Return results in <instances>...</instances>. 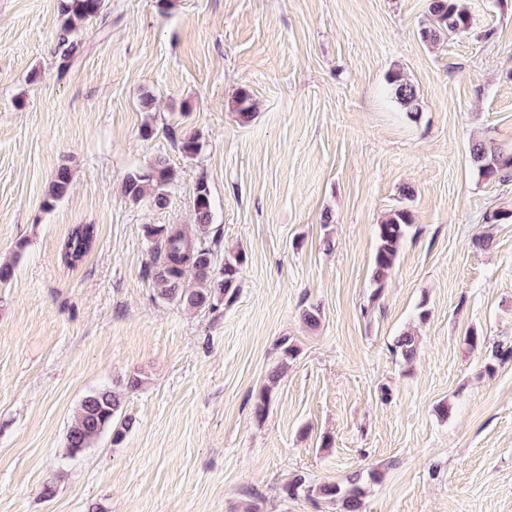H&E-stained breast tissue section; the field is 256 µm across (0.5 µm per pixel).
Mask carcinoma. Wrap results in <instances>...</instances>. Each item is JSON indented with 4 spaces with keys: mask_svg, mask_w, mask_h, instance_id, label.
<instances>
[{
    "mask_svg": "<svg viewBox=\"0 0 512 512\" xmlns=\"http://www.w3.org/2000/svg\"><path fill=\"white\" fill-rule=\"evenodd\" d=\"M105 0H59L62 22L57 30L55 52L58 76L67 74L81 51V42L75 38L77 30L90 19L97 17ZM429 22L420 29L422 41L429 44L444 42L469 29L470 18L459 0H430ZM394 99L407 112L419 111V93L399 71L389 77ZM235 110L242 122L253 116L252 95L242 88L235 98ZM471 159L478 175L487 182L506 183L512 180V151L508 152L486 139H477L470 148ZM175 182V173L163 158H158L144 170L129 174L123 185L124 195L135 203L147 202L156 208L168 203V193ZM70 170L60 166L50 184L42 207L51 209L68 192ZM194 220L197 231L188 233L177 226L143 225L144 235L151 243L153 278L158 298L195 311H215L230 306L238 295L237 279L246 256L241 252L220 257L217 250L207 243L213 219L210 191L207 183L199 181L193 199ZM411 214L406 209L393 211L376 227V248L372 259V283L380 291L387 276L394 269L402 245L411 226ZM96 233L93 224H76L62 246L65 263L73 266L90 251ZM395 351L409 361L416 355V339L409 333L399 336ZM276 378L259 392L254 403L256 419L263 420L271 402ZM122 393L112 386L92 390L80 401L67 430L65 447L75 455L92 447L107 432L112 433V444L122 442L132 428V419L123 414ZM288 498L300 493L316 495L338 502L345 512H359L364 487L358 474L339 482L309 485L305 477L297 475L283 487Z\"/></svg>",
    "mask_w": 512,
    "mask_h": 512,
    "instance_id": "1",
    "label": "carcinoma"
}]
</instances>
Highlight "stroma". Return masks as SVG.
Listing matches in <instances>:
<instances>
[{
	"label": "stroma",
	"mask_w": 512,
	"mask_h": 512,
	"mask_svg": "<svg viewBox=\"0 0 512 512\" xmlns=\"http://www.w3.org/2000/svg\"><path fill=\"white\" fill-rule=\"evenodd\" d=\"M462 4L469 32L430 45L428 0H106L61 78L59 0H0V512H341L281 488L371 469L361 512H512V360L492 357L512 346V223L485 220L512 211V181L470 158L480 137L512 149V0ZM160 157L167 206L129 201L124 179ZM63 164L71 188L43 210ZM201 180L218 253L246 254L213 312L156 298L143 235L192 224ZM400 208L413 226L377 293L376 226ZM76 224L97 238L69 267ZM283 336L299 353L259 421ZM133 374L124 442L69 455L80 399ZM394 99L406 112H419V93L400 71H393L388 79Z\"/></svg>",
	"instance_id": "1"
}]
</instances>
